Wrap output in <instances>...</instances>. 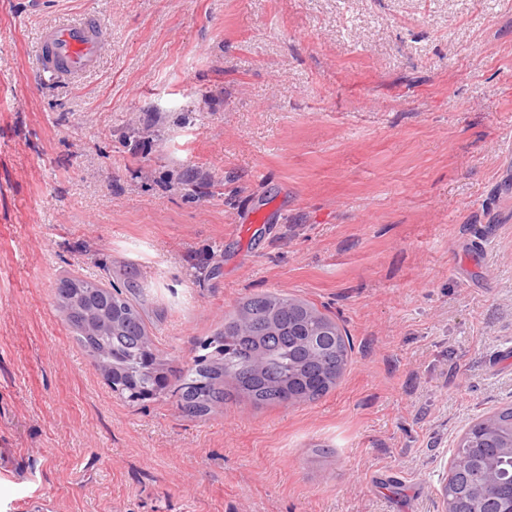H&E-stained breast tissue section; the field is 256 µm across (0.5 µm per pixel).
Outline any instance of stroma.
<instances>
[{"label":"stroma","mask_w":512,"mask_h":512,"mask_svg":"<svg viewBox=\"0 0 512 512\" xmlns=\"http://www.w3.org/2000/svg\"><path fill=\"white\" fill-rule=\"evenodd\" d=\"M91 12L80 83L37 34ZM129 288L192 365L284 293L353 340L315 402L113 393L56 299ZM512 406V0H0V512H441ZM105 34V26L95 14L67 18L41 28L37 76L48 81H76L94 72L107 44Z\"/></svg>","instance_id":"1"}]
</instances>
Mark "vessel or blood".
<instances>
[{
    "label": "vessel or blood",
    "instance_id": "obj_1",
    "mask_svg": "<svg viewBox=\"0 0 512 512\" xmlns=\"http://www.w3.org/2000/svg\"><path fill=\"white\" fill-rule=\"evenodd\" d=\"M106 29L93 14L67 18L41 28L37 75L48 81H75L94 72L107 43Z\"/></svg>",
    "mask_w": 512,
    "mask_h": 512
}]
</instances>
